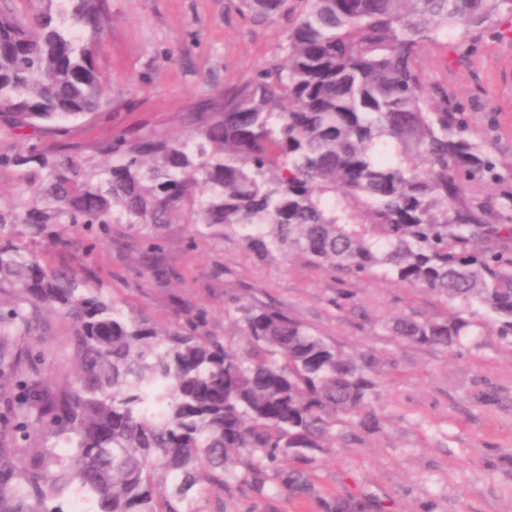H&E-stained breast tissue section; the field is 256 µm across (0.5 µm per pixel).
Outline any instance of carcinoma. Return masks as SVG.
I'll use <instances>...</instances> for the list:
<instances>
[{"instance_id": "cac0c4a2", "label": "carcinoma", "mask_w": 512, "mask_h": 512, "mask_svg": "<svg viewBox=\"0 0 512 512\" xmlns=\"http://www.w3.org/2000/svg\"><path fill=\"white\" fill-rule=\"evenodd\" d=\"M60 20L34 0L0 6V124L24 135L44 121L98 111L107 83L94 67L108 0H61ZM289 0H242L273 19ZM284 59L224 87L219 112H193L192 134L118 133L92 170L64 150L1 153L0 168L39 177L0 230L33 238L63 218L93 255L113 224L159 232L182 216L198 235L236 231L254 255L327 263L352 276H392L464 309H484L512 346V186L486 140L417 65L425 44H466L512 17V0H301ZM31 14L17 16L18 7ZM470 183L497 193L475 200ZM148 239L146 269L170 272ZM26 307L0 308V512H63L85 496L95 512H198L207 485L243 481L262 492L274 473L316 496L311 454L336 427L371 431L381 386L371 350L353 359L272 306L239 304L245 345L209 331L205 311L176 302L167 326L132 315L73 271L0 237V290ZM72 320L79 365L50 385L39 359L11 348L43 312ZM384 330L442 350L474 335L461 313L398 316ZM51 438L75 449L66 461ZM324 512H384L337 497Z\"/></svg>"}]
</instances>
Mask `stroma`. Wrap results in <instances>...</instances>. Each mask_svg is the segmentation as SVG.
I'll return each mask as SVG.
<instances>
[{"instance_id": "1", "label": "stroma", "mask_w": 512, "mask_h": 512, "mask_svg": "<svg viewBox=\"0 0 512 512\" xmlns=\"http://www.w3.org/2000/svg\"><path fill=\"white\" fill-rule=\"evenodd\" d=\"M109 6L95 58L108 80L106 103L68 122L62 137L48 125L29 140L0 127V152L35 142L48 154L70 150L94 167L102 161L100 146L116 132L187 133L189 113L220 111L225 86L283 59L281 45L296 19L292 13L254 17L240 0H109ZM418 65L429 84L447 90L469 130L487 135L493 157L512 168V33L482 35L472 53L452 42L426 46ZM79 236L62 223L30 245L76 273L93 267L96 283L126 298L133 312L170 323L177 297L208 310L212 332L240 344L233 305H275L344 354L370 348L380 358L373 403L380 427L316 453V498L289 496L273 480L260 493L239 482L228 490L209 488L198 501L200 512H321L322 501L343 494L374 498L387 512H512V347L500 341L486 312L478 314L475 336L444 353L383 331L395 315L424 318L446 310L429 291L394 278H349L297 257L260 261L232 232L198 235L180 220L159 232V259L172 277L158 284L140 263L145 231L112 225L92 265L80 250L56 244ZM342 291L351 302L340 307ZM48 321L46 332L15 337L14 347L40 350L44 376L64 386L78 369L69 345L72 324L53 313ZM486 389L497 402L479 401Z\"/></svg>"}]
</instances>
